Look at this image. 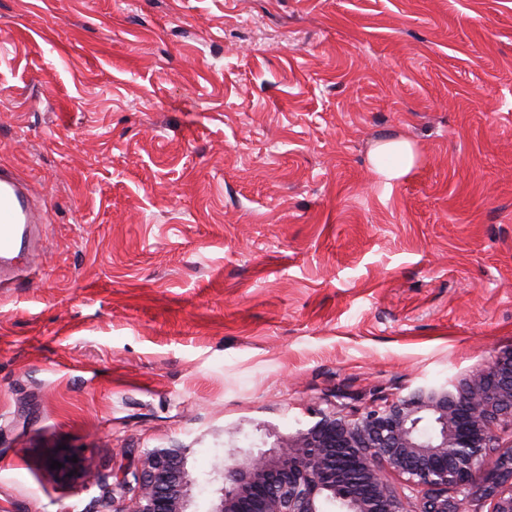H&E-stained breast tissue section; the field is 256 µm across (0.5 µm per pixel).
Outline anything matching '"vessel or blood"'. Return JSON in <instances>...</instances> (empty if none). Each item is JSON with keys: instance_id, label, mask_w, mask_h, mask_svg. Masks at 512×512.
<instances>
[{"instance_id": "obj_1", "label": "vessel or blood", "mask_w": 512, "mask_h": 512, "mask_svg": "<svg viewBox=\"0 0 512 512\" xmlns=\"http://www.w3.org/2000/svg\"><path fill=\"white\" fill-rule=\"evenodd\" d=\"M43 218L26 182L10 169H0V257L30 248Z\"/></svg>"}]
</instances>
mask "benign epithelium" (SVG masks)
Wrapping results in <instances>:
<instances>
[{
	"label": "benign epithelium",
	"instance_id": "benign-epithelium-1",
	"mask_svg": "<svg viewBox=\"0 0 512 512\" xmlns=\"http://www.w3.org/2000/svg\"><path fill=\"white\" fill-rule=\"evenodd\" d=\"M512 429V353L450 389L421 386L346 416L320 413L306 431L266 451H229L224 487L209 512H512V441L500 449L494 426ZM56 458L63 477L95 478L83 458ZM406 476L404 489L389 475ZM111 491L129 498L114 512H188L182 453L155 448L116 472Z\"/></svg>",
	"mask_w": 512,
	"mask_h": 512
}]
</instances>
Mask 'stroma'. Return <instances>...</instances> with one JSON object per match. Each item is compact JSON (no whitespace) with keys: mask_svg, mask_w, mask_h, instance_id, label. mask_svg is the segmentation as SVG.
I'll use <instances>...</instances> for the list:
<instances>
[{"mask_svg":"<svg viewBox=\"0 0 512 512\" xmlns=\"http://www.w3.org/2000/svg\"><path fill=\"white\" fill-rule=\"evenodd\" d=\"M0 165L46 217L0 512H104L49 460L155 448L210 512L230 447L512 352V0H0ZM372 171L385 183L391 184L405 177L415 165L416 150L406 138H386L369 153Z\"/></svg>","mask_w":512,"mask_h":512,"instance_id":"stroma-1","label":"stroma"}]
</instances>
